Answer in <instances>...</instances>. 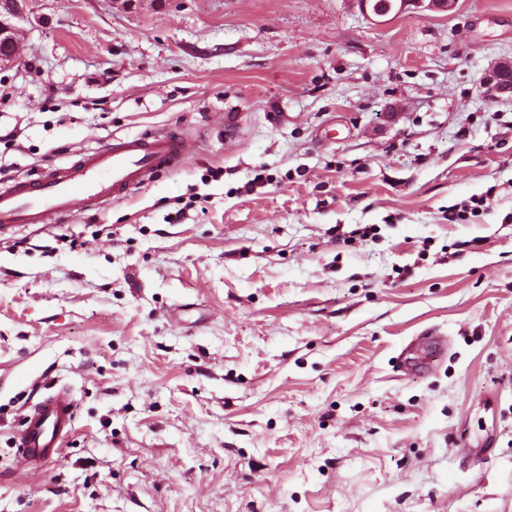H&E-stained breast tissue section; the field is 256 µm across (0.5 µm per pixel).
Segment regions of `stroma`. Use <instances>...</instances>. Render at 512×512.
<instances>
[{
	"instance_id": "stroma-1",
	"label": "stroma",
	"mask_w": 512,
	"mask_h": 512,
	"mask_svg": "<svg viewBox=\"0 0 512 512\" xmlns=\"http://www.w3.org/2000/svg\"><path fill=\"white\" fill-rule=\"evenodd\" d=\"M26 13L0 179L171 126L188 154L0 241V512H512V0ZM417 336L447 346L398 372ZM50 380L75 429L19 467ZM397 13H402L410 5L421 11L448 13L456 10L458 0H395ZM511 74V80H510ZM512 92V65L498 63L492 69L488 79V95L511 93Z\"/></svg>"
}]
</instances>
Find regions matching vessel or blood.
Segmentation results:
<instances>
[{"label": "vessel or blood", "instance_id": "obj_1", "mask_svg": "<svg viewBox=\"0 0 512 512\" xmlns=\"http://www.w3.org/2000/svg\"><path fill=\"white\" fill-rule=\"evenodd\" d=\"M187 155V138L176 130L116 138L101 149L82 153L71 165L44 169L39 178L16 179L0 186V239L16 227L47 224L77 210H96L147 185L162 170L178 166ZM76 401L66 388L49 393L26 417L14 445L19 460L36 469L53 461L74 429Z\"/></svg>", "mask_w": 512, "mask_h": 512}]
</instances>
